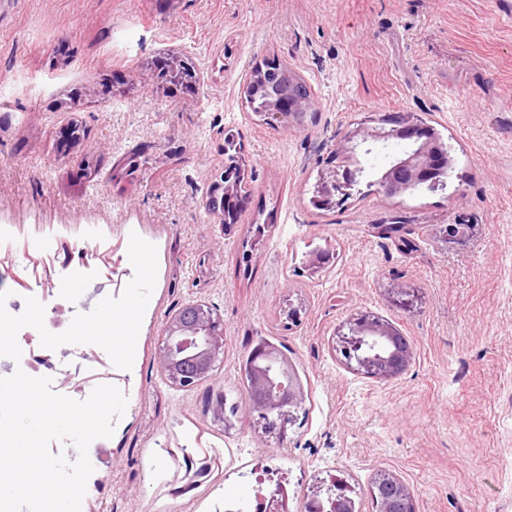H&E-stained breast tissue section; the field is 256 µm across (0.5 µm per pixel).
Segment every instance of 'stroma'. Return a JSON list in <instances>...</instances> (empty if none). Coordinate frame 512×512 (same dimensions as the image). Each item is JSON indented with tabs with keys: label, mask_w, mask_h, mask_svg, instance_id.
<instances>
[{
	"label": "stroma",
	"mask_w": 512,
	"mask_h": 512,
	"mask_svg": "<svg viewBox=\"0 0 512 512\" xmlns=\"http://www.w3.org/2000/svg\"><path fill=\"white\" fill-rule=\"evenodd\" d=\"M171 56L194 61V92L159 85L153 63ZM273 57L312 91L302 123L245 103ZM387 112L441 135L445 186L386 195L402 148L378 143L342 205L313 207L337 140ZM231 129L253 178L227 230L205 202ZM135 148L134 174L114 180ZM4 224L0 304L25 328L0 343V377L26 357L59 394L112 384L128 399L88 449L81 512H224L279 483L303 512L335 479L372 512L384 472L416 512H512V0H0ZM319 248L335 259L315 272ZM122 299L141 306L131 361L101 336ZM192 301L223 317L224 356L177 388L162 332ZM364 312L413 344L401 376L347 364L338 333ZM262 338L305 395L283 439L248 411L242 369Z\"/></svg>",
	"instance_id": "35a3bbf8"
}]
</instances>
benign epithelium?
<instances>
[{
	"label": "benign epithelium",
	"mask_w": 512,
	"mask_h": 512,
	"mask_svg": "<svg viewBox=\"0 0 512 512\" xmlns=\"http://www.w3.org/2000/svg\"><path fill=\"white\" fill-rule=\"evenodd\" d=\"M373 126H361L346 132L336 143V156L349 160L357 150L389 138L411 141L403 156L394 158L383 178L392 182L397 191L440 185L436 178L428 179L434 161L451 166V156L434 128L419 124L404 112H394L370 119ZM363 177L360 168L343 169V181L323 182L316 190L312 203L321 205L333 199L337 192L348 194ZM341 349L349 361L356 363L358 372L380 380L394 379L411 363L414 352L410 341L394 324L372 315H361L349 323V332L342 337ZM224 354L222 319L210 306L189 302L164 327L159 367L165 380L175 387H189L213 372ZM248 402L257 414V424L268 433L283 437L294 417L292 409L303 400V390L294 377L288 358L271 347H255L249 354L244 370ZM375 512H415L413 494L399 478L389 475L371 490ZM305 512H355L349 497L327 496V502L310 500Z\"/></svg>",
	"instance_id": "1"
}]
</instances>
